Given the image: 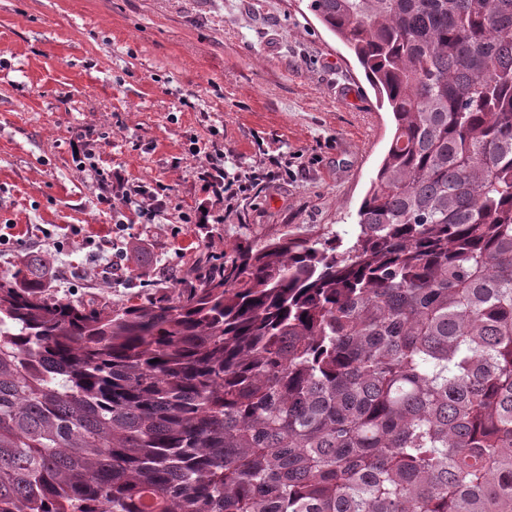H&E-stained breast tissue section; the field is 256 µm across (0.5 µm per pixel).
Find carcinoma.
<instances>
[{"label":"carcinoma","instance_id":"obj_1","mask_svg":"<svg viewBox=\"0 0 512 512\" xmlns=\"http://www.w3.org/2000/svg\"><path fill=\"white\" fill-rule=\"evenodd\" d=\"M310 10L392 114L355 231L0 276V512H512V0Z\"/></svg>","mask_w":512,"mask_h":512}]
</instances>
